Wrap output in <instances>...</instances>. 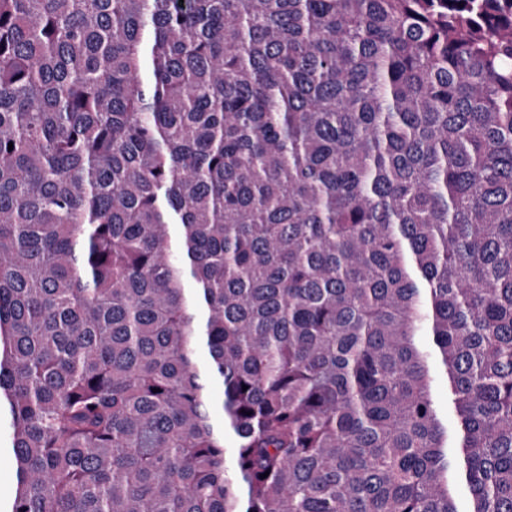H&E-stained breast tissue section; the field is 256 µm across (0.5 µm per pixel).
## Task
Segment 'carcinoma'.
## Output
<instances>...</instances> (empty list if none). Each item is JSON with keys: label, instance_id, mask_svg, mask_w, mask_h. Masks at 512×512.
I'll use <instances>...</instances> for the list:
<instances>
[{"label": "carcinoma", "instance_id": "obj_1", "mask_svg": "<svg viewBox=\"0 0 512 512\" xmlns=\"http://www.w3.org/2000/svg\"><path fill=\"white\" fill-rule=\"evenodd\" d=\"M0 429V512H512V0H0ZM10 458L4 449L0 456V497L2 501L10 499L16 486L15 470Z\"/></svg>", "mask_w": 512, "mask_h": 512}]
</instances>
